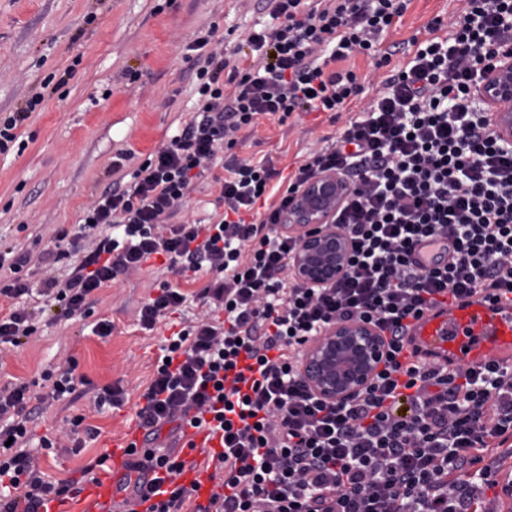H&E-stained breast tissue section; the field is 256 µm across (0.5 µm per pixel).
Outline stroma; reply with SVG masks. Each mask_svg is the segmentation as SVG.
Segmentation results:
<instances>
[{
    "label": "stroma",
    "mask_w": 512,
    "mask_h": 512,
    "mask_svg": "<svg viewBox=\"0 0 512 512\" xmlns=\"http://www.w3.org/2000/svg\"><path fill=\"white\" fill-rule=\"evenodd\" d=\"M457 0H411L387 43L425 40L434 17L457 12ZM269 0H0V117L25 108L33 94L42 104L0 150V250L39 255L60 235L77 238L84 210L118 176L130 175L182 129L196 102V40L217 27L226 47L251 27H274ZM345 119L296 112L286 122L262 120L244 142L224 149L210 175L196 180L183 207L184 221H218V180L232 159L271 162L291 173L324 139L339 136ZM163 259L97 290L86 316L56 319L40 311L25 344L0 345V387L26 384L33 410L31 447L40 437L57 445L41 450L40 468L53 482L77 480L83 468L137 424L138 397L151 381L168 330L139 325V310L161 281L174 280ZM101 319L108 337L95 335ZM88 381V391L42 407L41 379L66 359ZM123 388L122 405L95 408L93 393ZM96 429L80 453L65 430L73 418Z\"/></svg>",
    "instance_id": "obj_1"
}]
</instances>
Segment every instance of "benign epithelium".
I'll return each instance as SVG.
<instances>
[{
	"label": "benign epithelium",
	"mask_w": 512,
	"mask_h": 512,
	"mask_svg": "<svg viewBox=\"0 0 512 512\" xmlns=\"http://www.w3.org/2000/svg\"><path fill=\"white\" fill-rule=\"evenodd\" d=\"M477 97L491 110L492 129L512 145V53L483 72ZM351 190L336 172L312 179L281 215L282 231L299 240L291 270L308 286H326L347 272L352 244L334 218ZM383 338L363 320L340 321L309 341L300 371L317 396L343 401L365 388L381 366Z\"/></svg>",
	"instance_id": "7a95c632"
}]
</instances>
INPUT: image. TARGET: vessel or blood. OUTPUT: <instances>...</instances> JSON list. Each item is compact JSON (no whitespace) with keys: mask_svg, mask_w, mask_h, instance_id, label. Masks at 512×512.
Returning a JSON list of instances; mask_svg holds the SVG:
<instances>
[{"mask_svg":"<svg viewBox=\"0 0 512 512\" xmlns=\"http://www.w3.org/2000/svg\"><path fill=\"white\" fill-rule=\"evenodd\" d=\"M406 352L411 359L424 360L440 367H458L495 362L512 365V295L487 291L456 300L447 299L410 319L406 333ZM184 446L192 450L179 478L181 484L194 487L195 499L208 505L217 486L210 478L206 461L210 451L219 448L218 436L204 430L186 428ZM145 447L140 429H130L123 439L113 441L110 470L91 480L82 512H115L117 505L128 504L136 512L133 500L136 481L157 490L169 489L164 471L141 472L128 466L130 446Z\"/></svg>","mask_w":512,"mask_h":512,"instance_id":"b4317fda","label":"vessel or blood"}]
</instances>
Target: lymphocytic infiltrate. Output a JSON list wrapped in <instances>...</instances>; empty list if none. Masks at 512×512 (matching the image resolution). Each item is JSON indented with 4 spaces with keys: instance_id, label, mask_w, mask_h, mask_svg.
<instances>
[{
    "instance_id": "lymphocytic-infiltrate-1",
    "label": "lymphocytic infiltrate",
    "mask_w": 512,
    "mask_h": 512,
    "mask_svg": "<svg viewBox=\"0 0 512 512\" xmlns=\"http://www.w3.org/2000/svg\"><path fill=\"white\" fill-rule=\"evenodd\" d=\"M280 26L249 32L253 65L227 67L223 43L198 38L197 109L146 159L128 187L108 190L83 223L121 228L90 253L48 250L78 263L66 282L47 276L46 306L72 318L118 276L165 258L177 275L208 272L213 305L166 337L165 358L141 395L138 426L220 433L211 461L221 488L206 512H482L497 487L491 456L512 447V365L438 369L408 361L407 323L438 297L493 288L512 293V148L494 136L475 87L512 44V0H460L450 32L442 19L402 66L382 37L407 0H275ZM363 55L384 70L383 88L336 139L310 153L287 179L270 164L232 161L221 183L218 222H176L193 179L261 119L346 111L363 93L347 61ZM353 190L335 222L352 241L346 275L324 287L290 276L297 238L281 232L292 196L320 173ZM265 209H258V202ZM448 256L416 264L424 240ZM179 284L161 282L140 310L144 329L181 313ZM360 319L383 337V366L342 403L312 394L300 351L339 320ZM27 385L0 389V512H43L77 494L44 479L28 440ZM132 469L155 465L174 484L146 512H182L193 492L177 484L180 454L130 448Z\"/></svg>"
}]
</instances>
